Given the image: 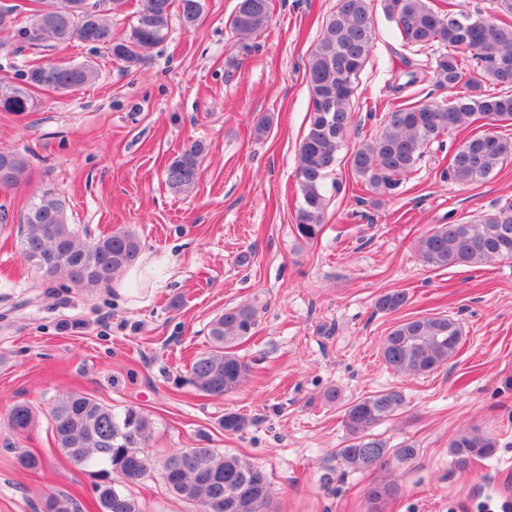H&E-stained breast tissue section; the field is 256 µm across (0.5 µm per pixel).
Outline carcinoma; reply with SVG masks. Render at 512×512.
I'll return each instance as SVG.
<instances>
[{
	"label": "carcinoma",
	"mask_w": 512,
	"mask_h": 512,
	"mask_svg": "<svg viewBox=\"0 0 512 512\" xmlns=\"http://www.w3.org/2000/svg\"><path fill=\"white\" fill-rule=\"evenodd\" d=\"M136 23L126 38H112V15L125 0H55L44 9L22 11L21 6L0 7V20L8 18L9 32L3 38L26 42L51 39L59 45L73 42L102 49L128 70L140 66L148 52L169 37L172 17L185 29L201 20L205 0H138ZM246 10H235L229 26L250 38L262 34L271 20V0H245ZM502 17L485 16L483 10L436 6L430 0H337L327 16L323 33L311 51L306 66L309 88V124L298 148L296 181L300 201L295 229L306 241L316 239L327 208L325 181L335 170L338 153L352 120L351 100L358 77L374 47V13L381 9L395 24L403 46L414 52L433 51L430 73L440 87L458 89L448 101L400 104L389 111L380 129L353 150L350 166L365 189L384 195L398 178L415 171L428 145L453 129L477 121L494 126L512 124V0H493ZM500 87L485 94L469 78L471 66ZM97 77L89 62L30 65L19 73V82L0 87V110L31 112L34 93L52 89L75 92ZM204 148L193 143L165 167L169 188L191 192L199 179V157ZM512 157V141L496 133L467 137L455 149L449 176L461 184L477 183ZM28 159L18 150H0V189H14L26 178ZM21 254L49 283L62 278L70 285L94 289L108 286L134 265L141 252L130 231H116L93 241L83 239L67 223L65 203L54 192L34 200L22 219ZM427 264L436 268L512 260V200L478 215L472 221L439 224L417 242ZM408 295L385 292L375 308L394 313L404 308ZM255 311L249 305L224 309L209 325L211 347L196 355L186 383L205 396H222L238 389L246 380L249 365L236 347L252 335ZM463 340L460 323L447 315L406 319L383 339L381 356L394 372L422 375L450 360ZM407 398L390 387L357 399L344 411L348 444L337 456L352 470L383 472L391 463H408L418 455L411 441L392 446L374 430L405 410ZM54 442L68 458L84 468H101L102 483L96 486L99 512H140L137 501L108 481L113 471L128 484L142 480L151 463L141 448L149 441L154 422L135 407L116 412L92 397L69 393L50 409ZM14 433L27 431L34 414L25 403L12 405L5 417ZM495 441L478 432L458 434L450 444L454 465L466 470L473 460L492 454ZM169 488L179 497L195 502L202 512H211L216 500L223 512H269L270 484L265 472L245 458L214 448H193L189 463L177 473L164 472ZM394 487L372 482L366 491L375 505L394 495ZM42 512H77L72 501L50 496Z\"/></svg>",
	"instance_id": "obj_1"
}]
</instances>
